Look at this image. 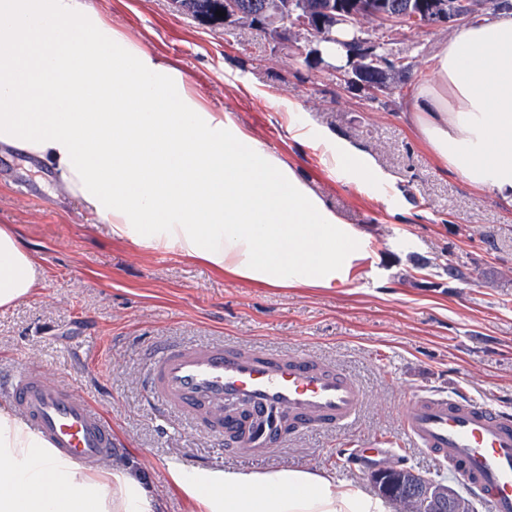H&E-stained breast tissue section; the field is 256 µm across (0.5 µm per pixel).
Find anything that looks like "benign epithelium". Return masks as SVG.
<instances>
[{
  "label": "benign epithelium",
  "instance_id": "1",
  "mask_svg": "<svg viewBox=\"0 0 512 512\" xmlns=\"http://www.w3.org/2000/svg\"><path fill=\"white\" fill-rule=\"evenodd\" d=\"M487 5L486 0H426L420 8L408 9L405 15L399 16L381 0H335L318 16L311 13L306 0H289L285 4L280 0H263L257 12L242 9L237 0H224V22L263 27L292 57L308 61L323 62L322 44H341L345 63L330 66L331 74L339 84L360 89L377 99L389 87L385 79L369 76L378 62L380 46L366 37L363 18L368 17L377 27L393 32L402 31L412 21H420L424 27L439 24L457 27L473 19ZM409 486L438 509L471 512L469 502L420 474L411 473Z\"/></svg>",
  "mask_w": 512,
  "mask_h": 512
}]
</instances>
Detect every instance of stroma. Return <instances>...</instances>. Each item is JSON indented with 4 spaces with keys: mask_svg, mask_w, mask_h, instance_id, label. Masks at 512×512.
Masks as SVG:
<instances>
[{
    "mask_svg": "<svg viewBox=\"0 0 512 512\" xmlns=\"http://www.w3.org/2000/svg\"><path fill=\"white\" fill-rule=\"evenodd\" d=\"M142 46L261 147L276 154L343 221L362 231V275L336 288H271L176 252L111 238L96 218L55 191L56 177L21 153L0 152V225H15L45 282L0 309V369L30 363L74 387L112 421L117 468L141 472L160 512H196L169 464L251 471L280 465L334 474L370 495L374 461L353 441L395 443L390 461L454 489L461 482L409 446L403 410L424 391L459 392L512 411V208L479 195L437 166L401 119L447 26L392 36L411 68L368 100L323 66L295 61L260 28L177 13L171 0H96ZM352 145L380 171L355 185L321 144ZM38 180L39 197L27 194ZM471 279H450L447 265ZM221 340L278 353L305 352L345 367L365 400L340 430L305 432L262 454L225 453L184 415L157 417L142 391L148 345Z\"/></svg>",
    "mask_w": 512,
    "mask_h": 512,
    "instance_id": "1",
    "label": "stroma"
}]
</instances>
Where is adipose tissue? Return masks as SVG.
<instances>
[{
  "mask_svg": "<svg viewBox=\"0 0 512 512\" xmlns=\"http://www.w3.org/2000/svg\"><path fill=\"white\" fill-rule=\"evenodd\" d=\"M404 120L435 163L512 207V11L474 21L432 58ZM34 157L112 238L285 288L355 280L367 257L275 154L135 43L93 0H0V150ZM44 272L0 225V308ZM198 512H388L327 474L172 470ZM0 512H157L138 475L87 470L39 448L0 406Z\"/></svg>",
  "mask_w": 512,
  "mask_h": 512,
  "instance_id": "adipose-tissue-1",
  "label": "adipose tissue"
}]
</instances>
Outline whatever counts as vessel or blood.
I'll use <instances>...</instances> for the list:
<instances>
[{"label": "vessel or blood", "mask_w": 512, "mask_h": 512, "mask_svg": "<svg viewBox=\"0 0 512 512\" xmlns=\"http://www.w3.org/2000/svg\"><path fill=\"white\" fill-rule=\"evenodd\" d=\"M0 390L55 457L93 468L119 456L110 423L69 387L26 365L1 378ZM144 397L159 417L188 416L218 441L245 430L246 449L256 454L306 430L345 427L364 403L343 367L220 341L157 343L144 357ZM402 429L411 447L452 472L490 512H512V413L422 392L404 410Z\"/></svg>", "instance_id": "obj_1"}]
</instances>
